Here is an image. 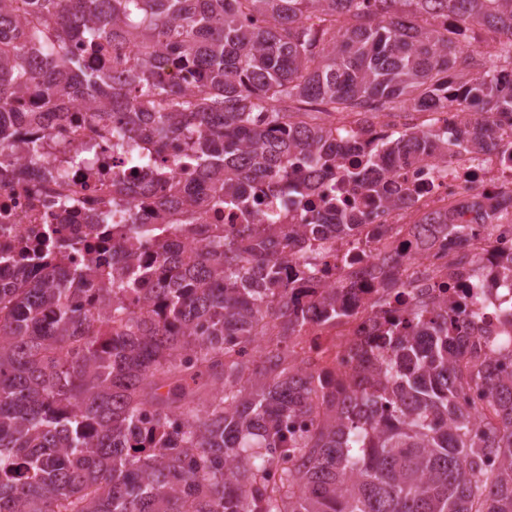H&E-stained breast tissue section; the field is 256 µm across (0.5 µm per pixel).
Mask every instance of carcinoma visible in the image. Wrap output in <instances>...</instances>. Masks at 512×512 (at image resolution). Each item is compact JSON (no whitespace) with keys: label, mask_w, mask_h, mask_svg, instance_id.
I'll return each mask as SVG.
<instances>
[{"label":"carcinoma","mask_w":512,"mask_h":512,"mask_svg":"<svg viewBox=\"0 0 512 512\" xmlns=\"http://www.w3.org/2000/svg\"><path fill=\"white\" fill-rule=\"evenodd\" d=\"M14 2L0 0V153L2 113L35 86L46 111L28 123L81 100L132 165L152 163L138 139L180 137L207 162V205L256 221L159 254L135 306L116 266H91L92 288L50 244L0 285V512H512V373L463 351L448 312L419 309L378 334L359 382H326L324 350L289 355L309 325L283 284L293 225L264 231L283 173L304 198L336 168L351 183L407 162L420 138L489 143L512 113V0H28L20 41ZM444 16L456 24L431 23ZM482 31L491 56L470 49ZM75 42L124 58V78L88 72ZM405 106H447L473 129L372 130ZM337 113L366 129L345 139L323 121ZM194 180L152 210L189 228ZM138 194L119 187L97 223L115 213L122 231ZM348 204L336 198L341 236L371 223ZM327 227L306 216L302 244ZM320 267L307 248L305 279ZM320 305L322 326L348 316L334 295Z\"/></svg>","instance_id":"1"}]
</instances>
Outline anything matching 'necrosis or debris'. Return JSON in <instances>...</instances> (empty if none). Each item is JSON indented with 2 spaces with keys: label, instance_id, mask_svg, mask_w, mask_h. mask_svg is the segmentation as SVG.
I'll return each mask as SVG.
<instances>
[{
  "label": "necrosis or debris",
  "instance_id": "necrosis-or-debris-1",
  "mask_svg": "<svg viewBox=\"0 0 512 512\" xmlns=\"http://www.w3.org/2000/svg\"><path fill=\"white\" fill-rule=\"evenodd\" d=\"M89 143L90 166L67 167L60 181L45 178V170L64 165L59 146L76 151ZM145 148L160 157V165L126 167L110 153L107 131L91 127L79 102L46 130H15L13 149L0 154V166L8 170L0 176V281L15 282L24 269L20 252L36 249L44 235L63 250L79 239L95 243L94 219L115 174L147 196L166 194L167 172L181 162L187 145L172 138ZM419 155V161L368 172V180L385 179L388 188L387 202L373 211L385 233L324 241L325 271L317 284L301 278L300 248L285 252L288 284L298 289L302 305L317 308L318 291L327 288L349 312L324 344L337 378L347 382L357 376L355 349L372 344L383 323L407 320L423 299L447 307L448 323L465 346L512 336V211L495 208L502 197H512V161L497 147L447 159L431 140L421 143ZM65 195L75 198L74 207L60 205ZM243 221L236 211L208 212L191 230L177 232L175 241L180 249L195 248L214 229L229 233Z\"/></svg>",
  "mask_w": 512,
  "mask_h": 512
}]
</instances>
